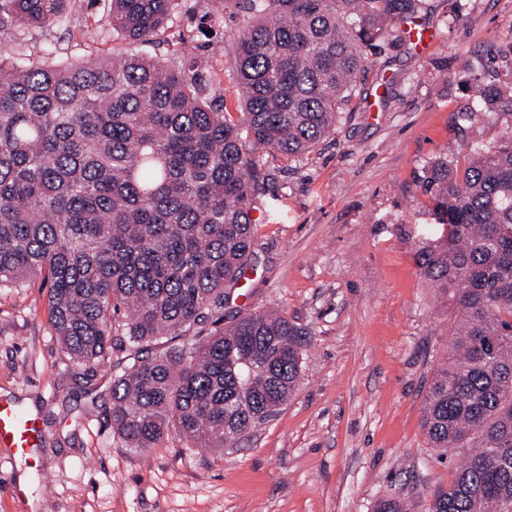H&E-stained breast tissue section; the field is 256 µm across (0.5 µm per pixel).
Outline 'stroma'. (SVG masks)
Masks as SVG:
<instances>
[{
  "mask_svg": "<svg viewBox=\"0 0 512 512\" xmlns=\"http://www.w3.org/2000/svg\"><path fill=\"white\" fill-rule=\"evenodd\" d=\"M84 24L20 30L24 59L63 64L129 50L104 17L108 0H69ZM414 23L436 33L428 51L389 39L365 70L335 129L308 158L264 156L256 201L259 263L237 313L270 309L302 333L293 397L232 448L205 449L172 431L129 448L113 428V355L73 361L52 327L49 284L0 288V400L35 414L43 432L32 467L0 443V512H374L389 497L429 512L462 451L442 455L422 405L452 344L453 313L414 254L438 227L421 189L424 164L512 136V113L457 115L492 85L512 86V0H427ZM241 17L185 0L142 52L170 58L200 45V76L229 89Z\"/></svg>",
  "mask_w": 512,
  "mask_h": 512,
  "instance_id": "obj_1",
  "label": "stroma"
}]
</instances>
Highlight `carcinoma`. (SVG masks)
Listing matches in <instances>:
<instances>
[{"label": "carcinoma", "mask_w": 512, "mask_h": 512, "mask_svg": "<svg viewBox=\"0 0 512 512\" xmlns=\"http://www.w3.org/2000/svg\"><path fill=\"white\" fill-rule=\"evenodd\" d=\"M67 0H0V32L82 19ZM247 25L236 49L241 118L195 72L194 48L59 65L0 44V288L49 282L66 352L90 364L133 350L112 379V424L130 448L176 430L231 448L294 394L302 340L288 319L240 314L186 347L162 349L224 308L256 256L250 213L265 154L307 157L355 95L363 49L400 37L424 0H217ZM183 0H111L105 23L132 43L166 29ZM493 104L512 111V86ZM459 113L470 123L489 108ZM441 231L420 274L454 313L422 423L446 454L477 443L430 512H512V137L423 167ZM125 308L123 338L111 313Z\"/></svg>", "instance_id": "obj_1"}]
</instances>
